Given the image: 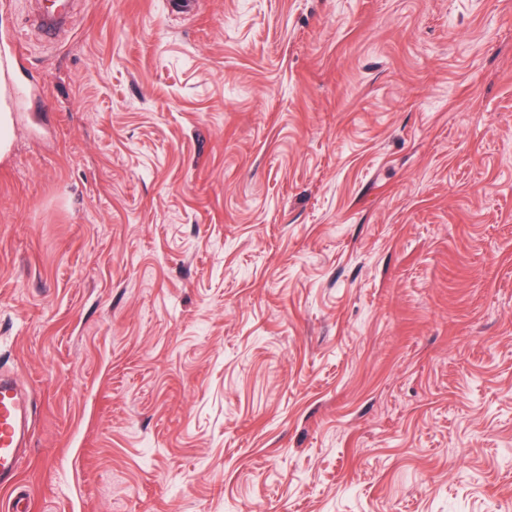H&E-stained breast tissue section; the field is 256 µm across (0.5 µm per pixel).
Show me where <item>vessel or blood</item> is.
<instances>
[{
	"mask_svg": "<svg viewBox=\"0 0 512 512\" xmlns=\"http://www.w3.org/2000/svg\"><path fill=\"white\" fill-rule=\"evenodd\" d=\"M23 55L19 36L0 38V101L14 103L23 97L24 90L15 80ZM30 438L28 399L11 376L0 373V488L12 492L10 512H33L30 496L17 490Z\"/></svg>",
	"mask_w": 512,
	"mask_h": 512,
	"instance_id": "vessel-or-blood-1",
	"label": "vessel or blood"
}]
</instances>
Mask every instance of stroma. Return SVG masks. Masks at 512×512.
<instances>
[{
    "mask_svg": "<svg viewBox=\"0 0 512 512\" xmlns=\"http://www.w3.org/2000/svg\"><path fill=\"white\" fill-rule=\"evenodd\" d=\"M0 0V370L35 512H512V0ZM23 55L24 46L19 36L0 38V112L1 101L14 104L24 95V89L15 80L16 67Z\"/></svg>",
    "mask_w": 512,
    "mask_h": 512,
    "instance_id": "1",
    "label": "stroma"
}]
</instances>
